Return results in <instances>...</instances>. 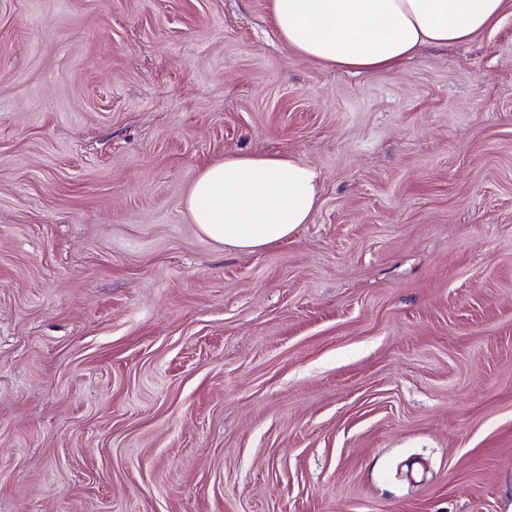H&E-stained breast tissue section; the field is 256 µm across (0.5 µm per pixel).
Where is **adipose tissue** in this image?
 I'll return each mask as SVG.
<instances>
[{
    "label": "adipose tissue",
    "mask_w": 512,
    "mask_h": 512,
    "mask_svg": "<svg viewBox=\"0 0 512 512\" xmlns=\"http://www.w3.org/2000/svg\"><path fill=\"white\" fill-rule=\"evenodd\" d=\"M505 0H270L282 42L309 60L355 73L390 71L426 45L464 43ZM320 174L290 155L234 152L208 163L185 201L193 224L224 247L256 252L308 223Z\"/></svg>",
    "instance_id": "1"
}]
</instances>
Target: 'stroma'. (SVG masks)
<instances>
[{
	"instance_id": "1",
	"label": "stroma",
	"mask_w": 512,
	"mask_h": 512,
	"mask_svg": "<svg viewBox=\"0 0 512 512\" xmlns=\"http://www.w3.org/2000/svg\"><path fill=\"white\" fill-rule=\"evenodd\" d=\"M269 0H0V512H512V0L355 74ZM237 151L323 191L192 224ZM320 174L294 156L234 152L208 163L185 201L193 224L226 248L256 252L309 222Z\"/></svg>"
}]
</instances>
